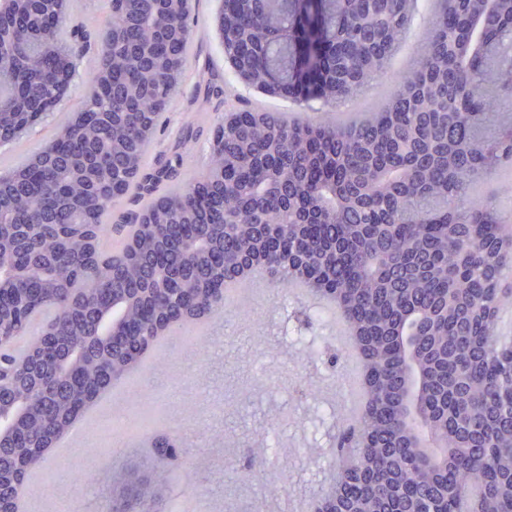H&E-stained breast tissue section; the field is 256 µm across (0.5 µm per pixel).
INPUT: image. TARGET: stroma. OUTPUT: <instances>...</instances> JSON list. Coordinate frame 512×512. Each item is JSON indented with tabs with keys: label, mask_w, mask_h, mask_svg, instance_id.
Here are the masks:
<instances>
[{
	"label": "stroma",
	"mask_w": 512,
	"mask_h": 512,
	"mask_svg": "<svg viewBox=\"0 0 512 512\" xmlns=\"http://www.w3.org/2000/svg\"><path fill=\"white\" fill-rule=\"evenodd\" d=\"M221 3L193 2L186 77L148 152L149 163L176 166L187 181L199 176L212 130L225 110L281 111L302 121L328 110L319 101L268 96L243 84L224 59L217 28ZM109 18V0H75L72 23L82 47L78 73L50 116L18 142L0 146V169L39 151L80 104ZM424 28L425 15L417 13L411 41L359 101L339 104L337 123L354 122L381 102L409 68ZM477 193L494 197L502 222L512 227V161L479 184ZM187 384L206 388V399L182 400ZM361 388V363L333 308L267 280L257 288H226L221 318L158 338L139 366L99 399L97 414L72 442L71 466L49 458L29 471L28 483L49 487L47 494L30 497L29 512H105L112 486L95 460L123 437L129 446L118 464L150 474L151 451L143 440L163 433L181 434L190 446L169 496L206 492L210 512H306L309 501L336 479L338 439L357 423ZM259 462L266 463L269 475L289 474L279 492H265L253 477L252 466ZM77 472L95 476L100 497L75 483Z\"/></svg>",
	"instance_id": "obj_1"
}]
</instances>
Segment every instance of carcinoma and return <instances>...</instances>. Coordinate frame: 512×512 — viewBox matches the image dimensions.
Masks as SVG:
<instances>
[{"label":"carcinoma","instance_id":"carcinoma-1","mask_svg":"<svg viewBox=\"0 0 512 512\" xmlns=\"http://www.w3.org/2000/svg\"><path fill=\"white\" fill-rule=\"evenodd\" d=\"M418 0H325L311 19L308 52L296 61L297 31L288 17L300 0H222L224 57L252 88L293 91L291 71L317 73L316 98L353 99L380 74L408 37ZM72 0L45 3L38 39L27 34L30 4L0 13V143L38 123L63 96L64 71L75 72L78 47L66 33ZM95 67L79 112L62 122L32 162L0 175V275L30 270L15 296L0 304L7 333L31 335L41 317L63 345L84 344L103 308L157 273L176 271L147 303L109 312L123 336H144L154 318L184 324V312L224 302L221 265L261 255L267 275L288 286L297 279L284 258L302 260L310 287L333 288L339 316L355 331L375 370L372 414L358 427L376 448H341L343 467L363 461L370 481L351 484L356 512H465L462 493H481L483 512H512V382L502 378L512 342L497 334L504 295L489 287L491 263L512 230L477 180L512 160V0L482 12L480 0H435L412 67L380 107L354 123L324 116L288 120L231 110L218 124L205 172L170 187L178 170L145 171L149 143L185 78L191 0L176 14L153 0H110ZM140 208L126 220L113 258L94 262L89 243L67 224H89L95 244L120 199ZM437 349L422 369L424 427L448 437V460L430 466L413 448H392L402 433L404 375L396 348L402 329ZM140 357L125 345L84 349L72 379L49 374L53 388L28 398L16 425L19 447L0 459L11 480L26 483L41 464L31 449L67 431L76 410L122 379ZM165 454L136 496L132 468L114 471L110 512H143L162 484L177 478Z\"/></svg>","mask_w":512,"mask_h":512}]
</instances>
